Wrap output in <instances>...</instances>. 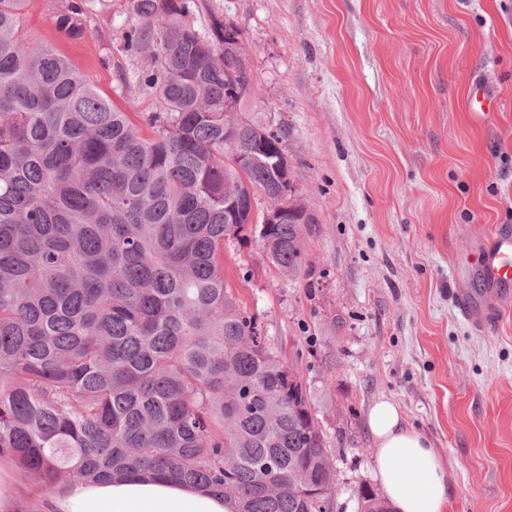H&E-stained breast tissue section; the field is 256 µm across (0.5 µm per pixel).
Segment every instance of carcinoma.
I'll use <instances>...</instances> for the list:
<instances>
[{
    "label": "carcinoma",
    "mask_w": 512,
    "mask_h": 512,
    "mask_svg": "<svg viewBox=\"0 0 512 512\" xmlns=\"http://www.w3.org/2000/svg\"><path fill=\"white\" fill-rule=\"evenodd\" d=\"M28 2L0 0V457L46 498L157 475L233 512H327L336 470L310 389L224 280V242L256 224L271 262L299 270L308 221L249 217V193L292 167L281 133L225 111L252 86L233 23L202 32L195 0H128V45L149 51L133 82L156 100L148 137L68 57L25 40ZM88 7L61 0L56 29L82 36ZM359 500L384 502L368 486Z\"/></svg>",
    "instance_id": "obj_1"
}]
</instances>
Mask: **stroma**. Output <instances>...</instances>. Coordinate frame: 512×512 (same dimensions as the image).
I'll use <instances>...</instances> for the list:
<instances>
[{
  "label": "stroma",
  "mask_w": 512,
  "mask_h": 512,
  "mask_svg": "<svg viewBox=\"0 0 512 512\" xmlns=\"http://www.w3.org/2000/svg\"><path fill=\"white\" fill-rule=\"evenodd\" d=\"M60 0H29L25 39L50 44L136 125L152 96L121 74L137 23L127 0H90L85 34L58 32ZM236 24L254 85L242 106L284 135L308 216L289 274L256 238L224 244V277L270 347L313 392L336 468L328 512L378 488L366 416L397 403L452 474L449 512H512V302L492 330L459 313L487 302L467 258L512 230V0H198ZM497 100L473 115L475 89ZM456 305L461 316L477 326H485L486 320L483 317L481 308L474 303L471 295L466 291H459L456 297Z\"/></svg>",
  "instance_id": "stroma-1"
}]
</instances>
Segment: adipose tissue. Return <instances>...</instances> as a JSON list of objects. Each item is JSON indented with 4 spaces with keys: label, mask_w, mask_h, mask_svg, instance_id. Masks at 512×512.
I'll return each instance as SVG.
<instances>
[{
    "label": "adipose tissue",
    "mask_w": 512,
    "mask_h": 512,
    "mask_svg": "<svg viewBox=\"0 0 512 512\" xmlns=\"http://www.w3.org/2000/svg\"><path fill=\"white\" fill-rule=\"evenodd\" d=\"M378 482L393 512H446L451 476L431 441L405 426L399 407L377 400L368 410ZM47 512H233L207 491L149 477L122 483L78 482L50 498Z\"/></svg>",
    "instance_id": "1"
}]
</instances>
